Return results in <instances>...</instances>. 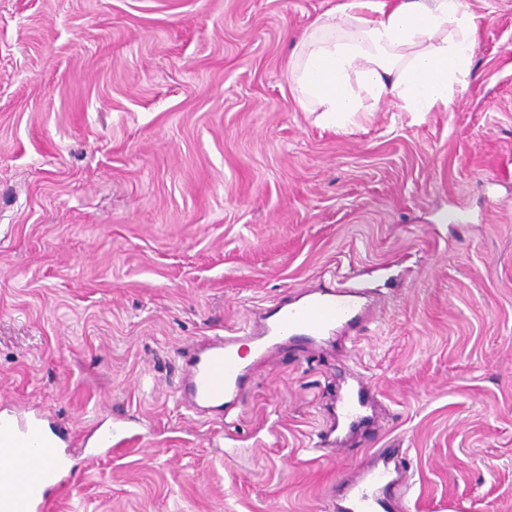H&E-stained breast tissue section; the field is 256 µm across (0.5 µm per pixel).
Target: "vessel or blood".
Masks as SVG:
<instances>
[{
  "mask_svg": "<svg viewBox=\"0 0 512 512\" xmlns=\"http://www.w3.org/2000/svg\"><path fill=\"white\" fill-rule=\"evenodd\" d=\"M366 297L364 289L351 286L312 288L273 304L242 334L211 337L182 358L181 401L200 416L225 415L237 405L251 375L242 346H251L257 360L270 361L284 344L320 345L337 331L356 332L372 314ZM371 406L364 382L348 385L339 400L336 425L319 432L315 451L342 452V434L366 424ZM140 442L139 435L116 425L99 435L97 453L112 456ZM0 449L31 462L28 469L0 475V512H51L65 463L58 440L46 433L41 418L1 415ZM19 482L24 491H16ZM408 486L409 476L395 465L390 449H370L368 462L352 468L341 481L338 512H401L394 491Z\"/></svg>",
  "mask_w": 512,
  "mask_h": 512,
  "instance_id": "1",
  "label": "vessel or blood"
}]
</instances>
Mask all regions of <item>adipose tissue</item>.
<instances>
[{
  "label": "adipose tissue",
  "instance_id": "adipose-tissue-1",
  "mask_svg": "<svg viewBox=\"0 0 512 512\" xmlns=\"http://www.w3.org/2000/svg\"><path fill=\"white\" fill-rule=\"evenodd\" d=\"M478 24L466 0H340L298 45L293 95L337 122L384 101L416 113L449 106L472 74Z\"/></svg>",
  "mask_w": 512,
  "mask_h": 512
}]
</instances>
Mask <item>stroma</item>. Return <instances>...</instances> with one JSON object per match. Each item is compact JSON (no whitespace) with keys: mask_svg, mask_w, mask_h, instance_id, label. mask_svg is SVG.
I'll return each mask as SVG.
<instances>
[{"mask_svg":"<svg viewBox=\"0 0 512 512\" xmlns=\"http://www.w3.org/2000/svg\"><path fill=\"white\" fill-rule=\"evenodd\" d=\"M338 2L0 0V407L68 440L54 512H333L371 448L406 512H512V0H467L448 108L345 125L287 68ZM345 280L359 335L253 363L227 421L178 404L188 342ZM353 373L380 425L316 457ZM121 417L146 444L90 459Z\"/></svg>","mask_w":512,"mask_h":512,"instance_id":"obj_1","label":"stroma"}]
</instances>
